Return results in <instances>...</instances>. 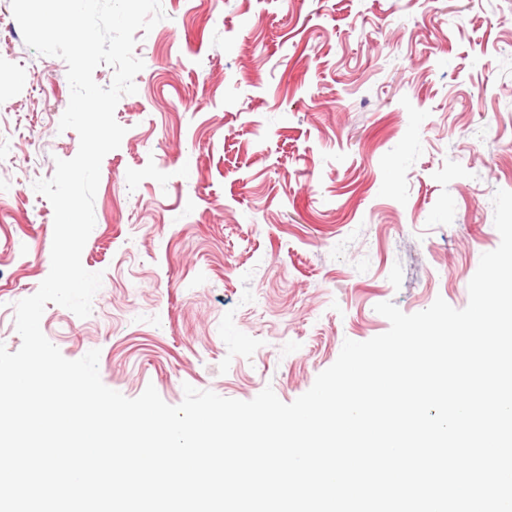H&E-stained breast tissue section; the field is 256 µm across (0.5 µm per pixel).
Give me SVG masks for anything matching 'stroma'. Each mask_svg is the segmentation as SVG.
Wrapping results in <instances>:
<instances>
[{
    "mask_svg": "<svg viewBox=\"0 0 512 512\" xmlns=\"http://www.w3.org/2000/svg\"><path fill=\"white\" fill-rule=\"evenodd\" d=\"M141 35L126 133L102 160L81 318L40 326L100 352L128 398L184 385L296 400L338 358L443 298L469 302L512 191V0H162ZM67 65L26 46L0 0V343L51 267L33 184L78 152L59 131Z\"/></svg>",
    "mask_w": 512,
    "mask_h": 512,
    "instance_id": "stroma-1",
    "label": "stroma"
}]
</instances>
